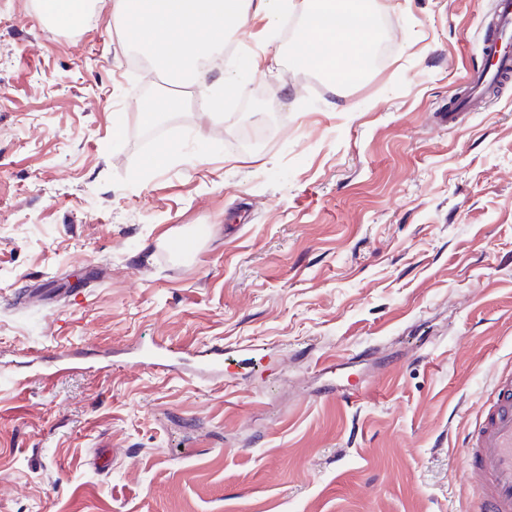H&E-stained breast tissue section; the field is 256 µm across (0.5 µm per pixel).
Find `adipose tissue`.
<instances>
[{"label":"adipose tissue","mask_w":512,"mask_h":512,"mask_svg":"<svg viewBox=\"0 0 512 512\" xmlns=\"http://www.w3.org/2000/svg\"><path fill=\"white\" fill-rule=\"evenodd\" d=\"M363 2L306 0L300 44L309 66L333 67L344 78L347 68L339 63L337 45L362 47L372 32ZM289 6V0H115L112 24L121 30L136 21V46L152 58L155 70L194 85L204 77L199 60L237 38L250 15L263 14L273 26Z\"/></svg>","instance_id":"ef3b65f1"}]
</instances>
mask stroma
I'll use <instances>...</instances> for the list:
<instances>
[{
	"label": "stroma",
	"instance_id": "35a3bbf8",
	"mask_svg": "<svg viewBox=\"0 0 512 512\" xmlns=\"http://www.w3.org/2000/svg\"><path fill=\"white\" fill-rule=\"evenodd\" d=\"M94 2L67 34L0 0V512H469L462 438L512 366V79L436 114L494 0H369L356 86L300 63L299 11L250 20L203 86L153 78L148 150ZM159 342L191 355L132 368Z\"/></svg>",
	"mask_w": 512,
	"mask_h": 512
}]
</instances>
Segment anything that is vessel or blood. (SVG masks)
Returning <instances> with one entry per match:
<instances>
[{
    "label": "vessel or blood",
    "instance_id": "1",
    "mask_svg": "<svg viewBox=\"0 0 512 512\" xmlns=\"http://www.w3.org/2000/svg\"><path fill=\"white\" fill-rule=\"evenodd\" d=\"M512 0H496L491 29L482 41L486 60L467 80L463 95L448 107L449 122L483 102L489 89L512 77ZM466 473L478 489V512H512V370L495 379L465 448Z\"/></svg>",
    "mask_w": 512,
    "mask_h": 512
}]
</instances>
